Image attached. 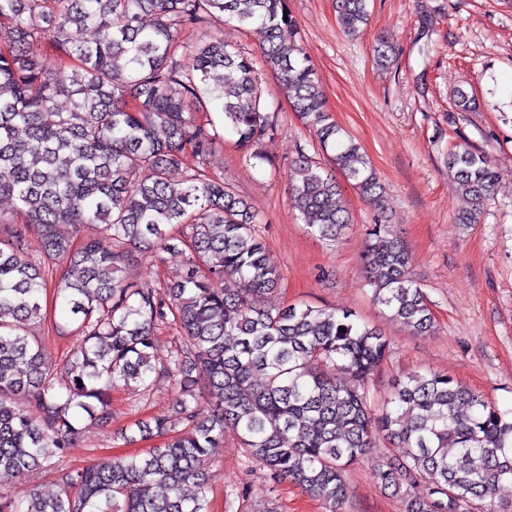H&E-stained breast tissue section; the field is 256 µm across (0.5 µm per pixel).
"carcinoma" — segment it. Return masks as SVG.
<instances>
[{"label": "carcinoma", "instance_id": "cac0c4a2", "mask_svg": "<svg viewBox=\"0 0 512 512\" xmlns=\"http://www.w3.org/2000/svg\"><path fill=\"white\" fill-rule=\"evenodd\" d=\"M336 13L342 30L356 34L367 24L368 0H336ZM219 16L261 33V67L213 36L183 68L182 31ZM87 29L90 41L80 38ZM45 45L64 62L56 72L44 67ZM395 55L387 41L373 46L381 68ZM267 72L322 152L334 151L335 168L382 207L384 187L332 119L288 0H0V197L18 200L22 217L0 229V481L51 470L59 486L51 496L36 484L0 494V512H209L206 469L228 433L270 480L293 484L330 512L349 496L346 469L379 439L404 449L374 479L407 497V512H474L512 485V408L430 370L394 381L374 408L369 392L389 352L380 331L346 309L265 305L281 273L249 203L205 165L220 141L213 99L245 156L269 162L259 148L276 131L262 100ZM61 98L68 108L58 107ZM448 170L470 204L456 221L477 223L496 167L459 146ZM176 171L179 180L171 178ZM291 191L313 236L343 235L350 217L320 163L301 156ZM63 224L71 234L58 230ZM99 225L112 249L89 236L75 244ZM34 233L35 255L27 251ZM143 252L185 255L181 274L164 288L128 281ZM60 262L56 328L82 336L62 380L34 335L44 319L46 271ZM411 263L391 225L371 228L363 265L372 299L423 334L434 315ZM171 322L180 336L158 365L155 332ZM345 375L353 383H342ZM162 379L175 393L173 413L134 423L141 438L159 437L161 446L144 456L64 463L83 421L112 424V390H145ZM420 483L425 496H410Z\"/></svg>", "mask_w": 512, "mask_h": 512}]
</instances>
